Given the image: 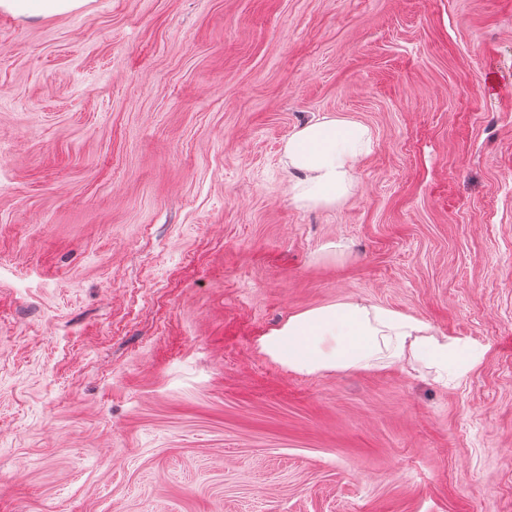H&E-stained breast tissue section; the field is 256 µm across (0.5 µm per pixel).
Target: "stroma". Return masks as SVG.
Segmentation results:
<instances>
[{
    "label": "stroma",
    "instance_id": "stroma-1",
    "mask_svg": "<svg viewBox=\"0 0 512 512\" xmlns=\"http://www.w3.org/2000/svg\"><path fill=\"white\" fill-rule=\"evenodd\" d=\"M325 116L373 133L331 209ZM348 300L479 359L262 352ZM0 512H512V0L0 12ZM368 126L324 118L300 126L289 138L285 155L297 173L293 198L303 205L334 208L350 193L363 150L371 143Z\"/></svg>",
    "mask_w": 512,
    "mask_h": 512
}]
</instances>
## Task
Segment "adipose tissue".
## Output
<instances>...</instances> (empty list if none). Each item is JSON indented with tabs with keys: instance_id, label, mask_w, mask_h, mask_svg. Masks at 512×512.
<instances>
[{
	"instance_id": "adipose-tissue-1",
	"label": "adipose tissue",
	"mask_w": 512,
	"mask_h": 512,
	"mask_svg": "<svg viewBox=\"0 0 512 512\" xmlns=\"http://www.w3.org/2000/svg\"><path fill=\"white\" fill-rule=\"evenodd\" d=\"M88 0H0V11L25 17L72 13ZM368 126L340 118L310 121L288 139L285 155L296 173V202L321 208L339 205L354 186L363 150L371 143ZM275 361L301 374L369 369L380 352L397 361L428 360L458 374L470 370L461 359L459 339L437 335L422 320L363 301L323 306L291 316L261 343Z\"/></svg>"
}]
</instances>
